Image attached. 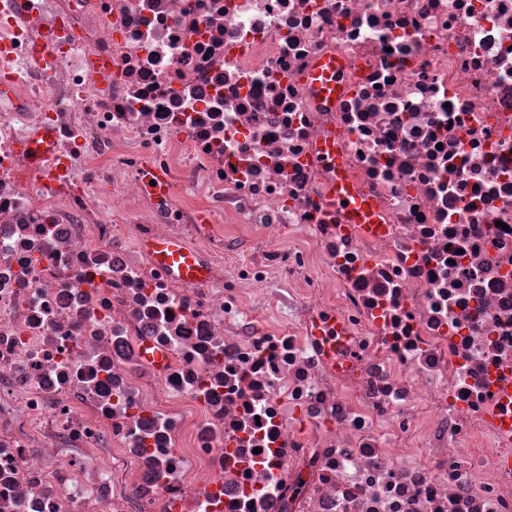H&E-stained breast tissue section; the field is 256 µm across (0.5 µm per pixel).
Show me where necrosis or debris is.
I'll return each instance as SVG.
<instances>
[{"mask_svg":"<svg viewBox=\"0 0 512 512\" xmlns=\"http://www.w3.org/2000/svg\"><path fill=\"white\" fill-rule=\"evenodd\" d=\"M0 72V512H512V0H0ZM336 61L325 60L321 63L314 74V86L316 90L324 97L336 98L339 92V81L336 77ZM55 148V134L44 127L31 131L20 143V150L27 154L34 171H39L42 162ZM330 200L336 206L349 213L352 224H371L373 216L368 214L355 195L341 181H334L330 186ZM347 201V205L343 204ZM152 262L176 279L195 287L209 281V266L181 237L148 240L142 243Z\"/></svg>","mask_w":512,"mask_h":512,"instance_id":"necrosis-or-debris-1","label":"necrosis or debris"}]
</instances>
